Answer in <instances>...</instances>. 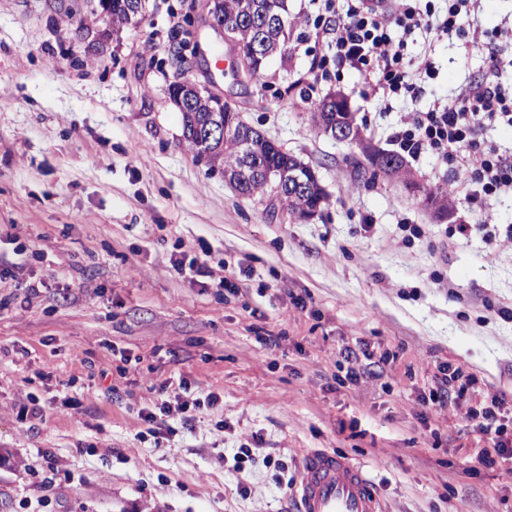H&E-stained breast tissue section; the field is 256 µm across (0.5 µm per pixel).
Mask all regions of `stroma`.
<instances>
[{
	"label": "stroma",
	"instance_id": "1",
	"mask_svg": "<svg viewBox=\"0 0 512 512\" xmlns=\"http://www.w3.org/2000/svg\"><path fill=\"white\" fill-rule=\"evenodd\" d=\"M99 4L0 0V512H290L263 464L234 469L243 443L293 474L315 448L375 465L389 512H512V461L484 467L466 419L512 401V241L484 240L464 197L465 237L402 183L354 181L361 145L319 133L296 85L328 50L302 25L322 0H288L300 23L260 83L225 73L206 10L188 31L185 0H146L116 36ZM186 37L199 52L168 66ZM405 41L439 68L421 97L380 111L355 72L315 93L345 96L386 151L401 118L484 67L454 40ZM179 76L213 78L315 168L321 216L271 214L210 171L182 139ZM204 248L231 290L174 270ZM443 363L475 384L431 406ZM211 391L155 444L141 409Z\"/></svg>",
	"mask_w": 512,
	"mask_h": 512
}]
</instances>
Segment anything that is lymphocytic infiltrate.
I'll return each mask as SVG.
<instances>
[{"label":"lymphocytic infiltrate","mask_w":512,"mask_h":512,"mask_svg":"<svg viewBox=\"0 0 512 512\" xmlns=\"http://www.w3.org/2000/svg\"><path fill=\"white\" fill-rule=\"evenodd\" d=\"M325 11L313 21L317 37L327 39L331 52L310 68L306 80L316 86L332 74L355 70L363 73L375 92L380 110H389L394 100L418 96L437 67L432 58L420 64L406 61L403 42L395 40L394 29L410 33L425 30L432 39H460L465 44L485 50L482 74L452 99L437 102L409 114L391 140L398 153L418 157L434 154L448 166L453 180L462 187L466 198L482 215H489L493 202L512 196V152L500 150L489 139L490 129L499 125L512 127V84H504L501 72L512 65V26L490 31L462 27V17L480 0H447L442 17L430 19L413 0H345V11H337V0H324ZM217 393L187 400L163 399L143 409L144 421L152 423L155 443L174 435V428L160 429L155 421L179 416L190 425L196 411L217 404ZM473 432L490 443L481 462L491 467L512 459V438L506 437L504 414L500 403L470 413Z\"/></svg>","instance_id":"f902f5d3"}]
</instances>
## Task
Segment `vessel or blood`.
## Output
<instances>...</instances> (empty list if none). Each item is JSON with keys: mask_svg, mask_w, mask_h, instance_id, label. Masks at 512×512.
<instances>
[{"mask_svg": "<svg viewBox=\"0 0 512 512\" xmlns=\"http://www.w3.org/2000/svg\"><path fill=\"white\" fill-rule=\"evenodd\" d=\"M292 496L296 512H386L373 468L327 449L304 455Z\"/></svg>", "mask_w": 512, "mask_h": 512, "instance_id": "vessel-or-blood-1", "label": "vessel or blood"}]
</instances>
